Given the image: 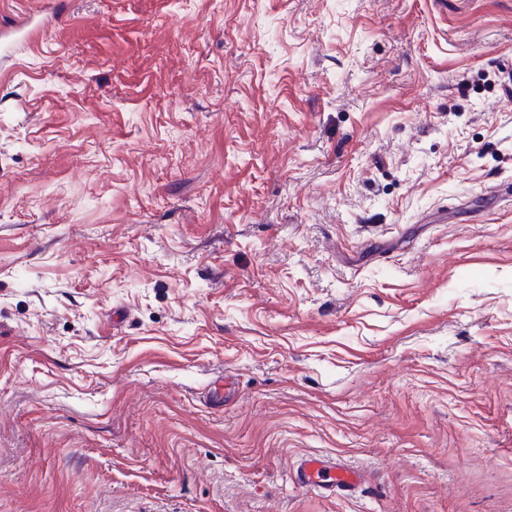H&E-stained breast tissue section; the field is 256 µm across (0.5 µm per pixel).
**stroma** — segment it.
I'll return each instance as SVG.
<instances>
[{"label":"stroma","instance_id":"stroma-1","mask_svg":"<svg viewBox=\"0 0 512 512\" xmlns=\"http://www.w3.org/2000/svg\"><path fill=\"white\" fill-rule=\"evenodd\" d=\"M50 5L0 58V512H512V0L0 39ZM298 481L309 490L330 494L353 492L360 484L361 472L321 456H307L297 468Z\"/></svg>","mask_w":512,"mask_h":512}]
</instances>
